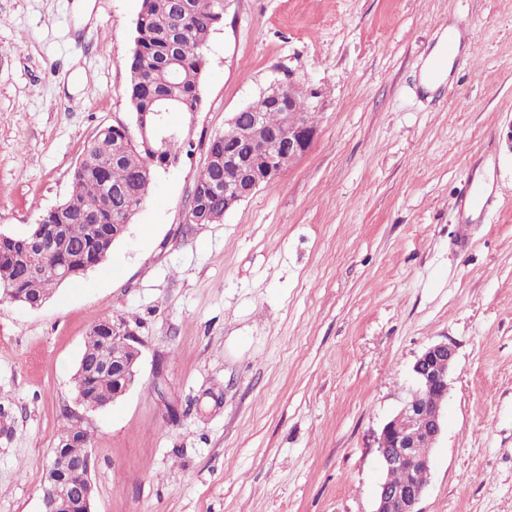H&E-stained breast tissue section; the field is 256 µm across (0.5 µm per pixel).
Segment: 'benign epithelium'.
I'll return each instance as SVG.
<instances>
[{
    "label": "benign epithelium",
    "mask_w": 512,
    "mask_h": 512,
    "mask_svg": "<svg viewBox=\"0 0 512 512\" xmlns=\"http://www.w3.org/2000/svg\"><path fill=\"white\" fill-rule=\"evenodd\" d=\"M302 108L288 100V110L277 135L282 138L288 157L295 160L310 149L316 127L298 120L295 113ZM167 128L160 112H143L132 126L125 127L124 142H138L154 153L162 150L160 143L167 139ZM243 135L255 145L256 158H245L230 146L224 150V211L228 212L252 196L261 186L274 182L282 172L281 163L272 157L261 156L262 141L271 135L263 114L252 113ZM139 355L130 360L112 362V376L118 381L116 397L129 390L136 376ZM455 346L446 341L426 347L412 366L414 387L409 398L397 413L387 421L375 437L382 470L373 512H420L418 504L426 483L406 481L394 484L391 475L398 471L429 472L431 459L415 453L421 440L434 445L444 427L443 407L448 396L450 375L455 366ZM83 468L68 475L49 464L43 480V512H92L94 485L90 477L91 451L80 448ZM82 487L80 495L69 493L70 485Z\"/></svg>",
    "instance_id": "7a95c632"
}]
</instances>
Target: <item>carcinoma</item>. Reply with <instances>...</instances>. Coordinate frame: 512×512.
I'll list each match as a JSON object with an SVG mask.
<instances>
[{"label": "carcinoma", "instance_id": "obj_1", "mask_svg": "<svg viewBox=\"0 0 512 512\" xmlns=\"http://www.w3.org/2000/svg\"><path fill=\"white\" fill-rule=\"evenodd\" d=\"M224 20L220 0H140L133 48L127 59L128 99L131 112H152L160 98L175 90V111L195 112L201 102L204 72L202 48L211 32ZM265 113L273 128L281 126V110L266 96L241 111ZM117 130H107L87 146L81 166L73 169L68 198L56 211L49 210L21 236L0 242V297L23 305L44 302L51 287L61 284L58 272L73 282L100 266L112 251V225L123 214L141 207L150 188L145 173L152 161L144 148L118 152ZM211 163L200 174L194 198L195 216L204 224L224 218V135L208 143ZM112 185V198L105 185ZM112 340L91 329L74 382L84 400L97 407L114 401Z\"/></svg>", "mask_w": 512, "mask_h": 512}]
</instances>
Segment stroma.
Instances as JSON below:
<instances>
[{
	"label": "stroma",
	"mask_w": 512,
	"mask_h": 512,
	"mask_svg": "<svg viewBox=\"0 0 512 512\" xmlns=\"http://www.w3.org/2000/svg\"><path fill=\"white\" fill-rule=\"evenodd\" d=\"M140 0H0V232L61 203L128 124ZM472 52L435 92L448 26ZM186 142L108 259L31 309L0 299V512H41L91 325L139 373L90 412L95 512H372L373 436L416 356L456 347L421 512H512V0H226ZM293 75L309 152L215 224L187 213L207 143ZM489 171L492 208L457 206Z\"/></svg>",
	"instance_id": "stroma-1"
}]
</instances>
